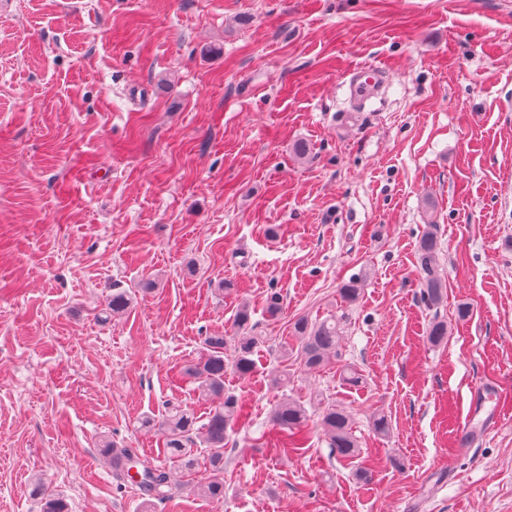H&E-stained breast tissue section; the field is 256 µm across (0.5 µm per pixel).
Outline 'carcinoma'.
Returning <instances> with one entry per match:
<instances>
[{
    "label": "carcinoma",
    "instance_id": "carcinoma-1",
    "mask_svg": "<svg viewBox=\"0 0 512 512\" xmlns=\"http://www.w3.org/2000/svg\"><path fill=\"white\" fill-rule=\"evenodd\" d=\"M417 263L422 273L421 300L429 307H436L443 299L446 283L440 272L438 226L435 224L427 225L419 239ZM366 282L365 272L343 282L339 288L341 299L346 303L357 301ZM343 329V318L333 315L315 323L305 318L294 321L297 356L307 370L317 371L338 359ZM427 336L434 344L442 343L448 337V322L434 318ZM264 344V337L254 331L251 307L246 302L241 303L234 316L233 334L205 337L203 355L186 370L196 384L199 399H219L210 407L207 422L198 424V416L193 409L170 403L160 419L147 416L142 420L143 427L155 429L163 437L160 453L164 459L178 463L187 472L200 466L208 471V475L194 485L199 496L216 500L224 498V441L244 416L238 397L224 390V369L229 365L239 376H250L256 368L254 356ZM228 346L233 349V358L229 363L224 359V350ZM340 379L343 384L353 388L365 383L361 370L350 363L340 365ZM270 418L278 433L274 445L296 450L307 447L308 436L304 427L309 415L305 403L284 393L273 406ZM320 426L338 460L349 461L360 455L359 441L353 431V417L349 411L334 404L325 406L320 416ZM101 452L111 458L114 476L120 483L131 479L130 470L140 465L142 479L138 481V486L143 495L155 500L172 497L175 483L171 471L141 459L137 449L122 448L111 439L104 438L101 440ZM33 494L41 499L43 512H65L64 502L49 493L44 485L36 484Z\"/></svg>",
    "mask_w": 512,
    "mask_h": 512
}]
</instances>
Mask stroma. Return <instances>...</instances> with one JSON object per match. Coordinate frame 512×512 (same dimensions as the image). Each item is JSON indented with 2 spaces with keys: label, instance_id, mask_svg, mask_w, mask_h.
<instances>
[{
  "label": "stroma",
  "instance_id": "stroma-1",
  "mask_svg": "<svg viewBox=\"0 0 512 512\" xmlns=\"http://www.w3.org/2000/svg\"><path fill=\"white\" fill-rule=\"evenodd\" d=\"M369 65L385 87L358 105ZM242 302L268 346L224 374L247 412L224 501L144 502L100 441L161 463L141 420L205 415L183 370ZM332 314L363 388L275 353ZM284 394L309 413L298 454L265 444ZM326 401L351 412L367 480L329 448ZM37 482L68 512H512V0H0V512H42ZM383 74L377 67L361 68L356 77L350 81L351 96L358 102H366L375 97L384 83ZM417 263L422 273L421 300L428 307H437L446 289L440 272L438 226L429 224L422 233L417 247Z\"/></svg>",
  "mask_w": 512,
  "mask_h": 512
}]
</instances>
